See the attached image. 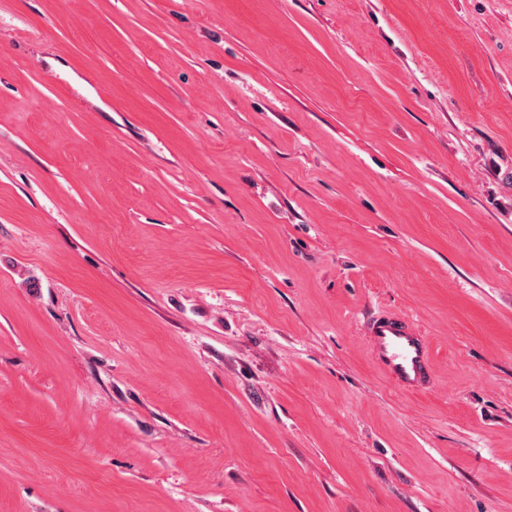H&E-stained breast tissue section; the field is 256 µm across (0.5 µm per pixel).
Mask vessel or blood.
I'll list each match as a JSON object with an SVG mask.
<instances>
[{"label": "vessel or blood", "instance_id": "b4317fda", "mask_svg": "<svg viewBox=\"0 0 512 512\" xmlns=\"http://www.w3.org/2000/svg\"><path fill=\"white\" fill-rule=\"evenodd\" d=\"M366 335L374 362L400 390L417 392L430 383L431 352L416 325L397 317H381L367 324Z\"/></svg>", "mask_w": 512, "mask_h": 512}]
</instances>
